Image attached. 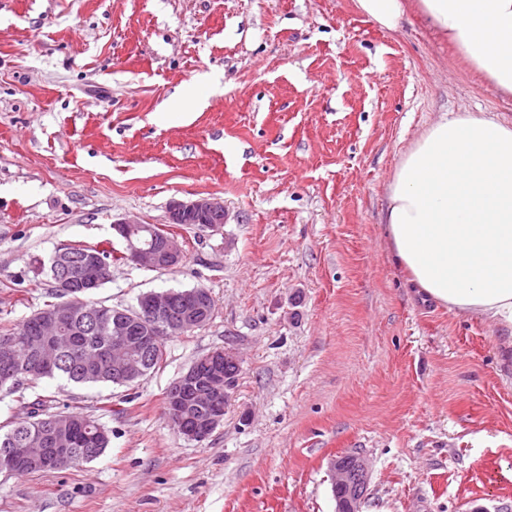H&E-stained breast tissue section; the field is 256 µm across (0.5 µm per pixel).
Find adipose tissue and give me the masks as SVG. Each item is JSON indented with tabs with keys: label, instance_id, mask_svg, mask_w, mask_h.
<instances>
[{
	"label": "adipose tissue",
	"instance_id": "1",
	"mask_svg": "<svg viewBox=\"0 0 512 512\" xmlns=\"http://www.w3.org/2000/svg\"><path fill=\"white\" fill-rule=\"evenodd\" d=\"M381 29L430 20L470 69L512 96V0H356ZM397 264L425 299L512 332V120L441 117L412 141L383 212Z\"/></svg>",
	"mask_w": 512,
	"mask_h": 512
}]
</instances>
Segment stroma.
Instances as JSON below:
<instances>
[{
  "label": "stroma",
  "instance_id": "35a3bbf8",
  "mask_svg": "<svg viewBox=\"0 0 512 512\" xmlns=\"http://www.w3.org/2000/svg\"><path fill=\"white\" fill-rule=\"evenodd\" d=\"M207 99L162 109L184 85ZM499 112L421 17L380 29L354 0H0V329L52 302L63 245L122 252L114 221L169 228L214 195L224 224L171 228V270L111 266L95 300L208 289L211 320L134 388L25 382L111 443L61 473L0 474V512H335L332 463L371 467L362 512L512 507V336L422 302L381 214L402 152L444 113ZM229 347L241 371L204 441L164 396ZM210 217H221L225 221L224 202L216 197H201L193 200H173L168 207V222L172 224H205Z\"/></svg>",
  "mask_w": 512,
  "mask_h": 512
}]
</instances>
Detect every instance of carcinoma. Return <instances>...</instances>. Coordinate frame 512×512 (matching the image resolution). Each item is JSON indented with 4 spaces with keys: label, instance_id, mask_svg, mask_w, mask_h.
I'll return each mask as SVG.
<instances>
[{
    "label": "carcinoma",
    "instance_id": "1",
    "mask_svg": "<svg viewBox=\"0 0 512 512\" xmlns=\"http://www.w3.org/2000/svg\"><path fill=\"white\" fill-rule=\"evenodd\" d=\"M97 255L98 286H103L110 276L112 252L96 247H75L71 251L70 279L64 283L51 278L56 301L45 309L65 307L70 300L80 296L92 306L96 301L82 289L86 272L85 255ZM115 308L104 307V316L91 320L86 316L68 318L72 346L62 354L58 365L50 371L42 369L30 358L31 346L41 337L40 314L36 311L17 327L0 332V346L13 345L18 364L13 369L9 392L21 391L23 380L59 377L77 384L115 383L112 371L96 361L112 346V313ZM29 439L32 462L17 469V475L26 476L46 472H61L81 463H89L104 454L110 444L109 431L97 421L70 412H51L45 402L31 405V411L23 420H14L0 426V452L16 448Z\"/></svg>",
    "mask_w": 512,
    "mask_h": 512
}]
</instances>
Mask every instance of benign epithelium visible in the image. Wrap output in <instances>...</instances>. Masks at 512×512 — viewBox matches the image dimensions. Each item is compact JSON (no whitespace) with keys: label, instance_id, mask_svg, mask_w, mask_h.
Returning a JSON list of instances; mask_svg holds the SVG:
<instances>
[{"label":"benign epithelium","instance_id":"1","mask_svg":"<svg viewBox=\"0 0 512 512\" xmlns=\"http://www.w3.org/2000/svg\"><path fill=\"white\" fill-rule=\"evenodd\" d=\"M210 217H225L224 201L216 197L193 200H173L168 207V222L172 224H203ZM112 229L125 243V256L132 262L154 269L180 264L184 252L172 235L157 234L153 226L124 218L113 223ZM192 306L183 315L174 318L170 313L169 292H151L138 301L133 313L113 314L112 335L122 340L112 347V368L120 377H134L142 372L144 358L134 355L136 348L129 345L126 336L136 331L141 336L157 340L163 336H182L197 327L211 311L212 295L204 288L188 292ZM197 382L191 369L176 379V390L164 402L166 418L173 419L187 440L206 438L223 421L232 398L234 380L229 373L219 370L210 373L205 381L206 395L214 403L210 412L194 415L180 389H190ZM30 456L27 448H8L0 455V474L12 475ZM336 512H361L368 497L370 469L366 459L353 455L351 466L337 459L333 462Z\"/></svg>","mask_w":512,"mask_h":512}]
</instances>
